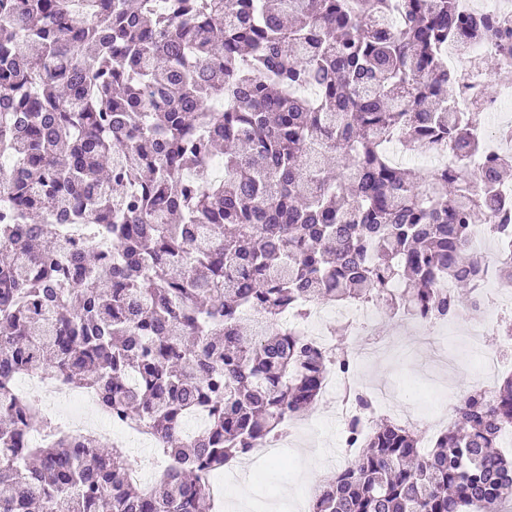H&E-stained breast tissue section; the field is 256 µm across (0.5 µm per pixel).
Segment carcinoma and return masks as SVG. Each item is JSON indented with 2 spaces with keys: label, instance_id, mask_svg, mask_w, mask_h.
<instances>
[{
  "label": "carcinoma",
  "instance_id": "1",
  "mask_svg": "<svg viewBox=\"0 0 512 512\" xmlns=\"http://www.w3.org/2000/svg\"><path fill=\"white\" fill-rule=\"evenodd\" d=\"M86 2L75 23L72 0H0V155L15 161L0 170V512H202L204 475L316 405L328 367L355 368L284 316L308 301L448 316L468 296L439 283L482 276L462 259L471 227L512 248V207L493 198L512 157L470 170L483 143L441 65L452 43L493 41L512 68V22L459 0ZM396 140L440 145L448 166L407 172ZM226 143L246 152L212 181L204 160ZM75 224L86 236L61 261ZM36 368L156 439L167 480L125 481L124 449L38 418L13 393ZM38 420L50 439L32 447ZM506 427L512 376L469 393L427 452L408 425L353 423L354 459L309 512H497Z\"/></svg>",
  "mask_w": 512,
  "mask_h": 512
}]
</instances>
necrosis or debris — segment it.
<instances>
[{"instance_id": "necrosis-or-debris-1", "label": "necrosis or debris", "mask_w": 512, "mask_h": 512, "mask_svg": "<svg viewBox=\"0 0 512 512\" xmlns=\"http://www.w3.org/2000/svg\"><path fill=\"white\" fill-rule=\"evenodd\" d=\"M493 46L489 43L472 46L462 50L449 48L444 60L449 69L465 70L466 75L458 86L455 97V109L459 112L475 113L477 126L483 132L487 155L502 159L512 156V85H501L494 96H487L484 91L485 75L476 65L477 59L489 52ZM491 238L482 227H475L470 238L473 253L486 260L483 278L475 285L470 302L469 329L471 347L478 357L475 376L479 387H486V371L499 370L504 364L512 365V335L499 332L500 323L512 319V286L500 281L496 267L489 263L488 257L493 250ZM378 305L370 306H336L320 304L310 310L308 321H291L290 326L301 335L307 336L325 350H333L335 342L326 336L325 328L329 321L341 320L347 323L357 335L365 339L361 348L354 352L356 361H364L376 356L391 344L390 337L376 333L373 320L378 312ZM344 381L335 371H328L324 378V393L333 402L340 422V447H347L349 437L347 428L350 424L368 427L377 412L389 411L402 414L400 404L370 397L368 406L348 402L338 390ZM16 385L20 391L35 392L39 407H58L62 405L95 407L100 402L97 392L92 390H73L60 381L51 379L40 371L21 374ZM62 423L75 432H100L102 438L111 440L123 448H148L152 442L122 425L111 416H89L78 419L75 415L65 414Z\"/></svg>"}]
</instances>
